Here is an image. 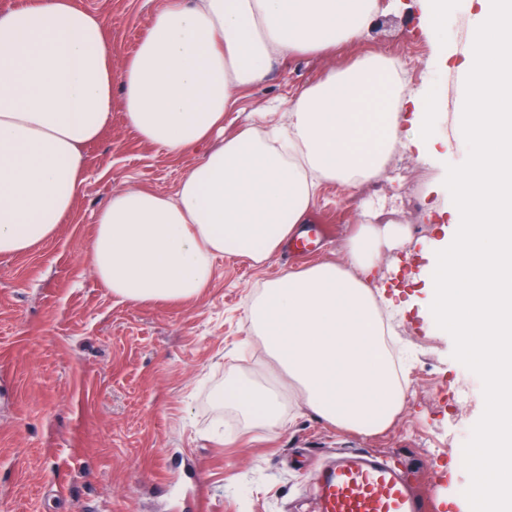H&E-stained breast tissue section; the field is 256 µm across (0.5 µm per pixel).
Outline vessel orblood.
Here are the masks:
<instances>
[{
	"mask_svg": "<svg viewBox=\"0 0 512 512\" xmlns=\"http://www.w3.org/2000/svg\"><path fill=\"white\" fill-rule=\"evenodd\" d=\"M314 484L317 512H445L417 490L407 467L369 450L338 455Z\"/></svg>",
	"mask_w": 512,
	"mask_h": 512,
	"instance_id": "obj_1",
	"label": "vessel or blood"
}]
</instances>
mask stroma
I'll use <instances>...</instances> for the list:
<instances>
[{
	"mask_svg": "<svg viewBox=\"0 0 512 512\" xmlns=\"http://www.w3.org/2000/svg\"><path fill=\"white\" fill-rule=\"evenodd\" d=\"M74 2L104 19L117 69L164 0ZM366 53L398 59L409 87L430 86L451 104L462 94L454 62L438 61L422 28L418 0H392L384 24L336 56L286 60L240 91L227 132L270 105L287 108L327 70ZM86 155V189L56 235L28 253L0 254V512H187L178 492L190 470L211 512H315L314 476L340 448L407 461L420 489L466 512L459 452L480 418L483 383L454 358L452 336L422 307L423 272L449 197L431 144L399 148L380 179L378 196L392 208L408 193L393 169L422 178L425 211L380 258L386 293L402 304L396 339L408 365L403 407L376 436L343 430L296 402L273 427L251 428L215 396L233 377L277 376L251 328L250 304L286 271L343 264L344 245L363 221V192L322 185L311 221L327 232L316 256L287 248L263 265L224 256L199 298L134 304L113 298L86 261L94 213L130 184L174 194L198 155L171 158L142 144L117 108Z\"/></svg>",
	"mask_w": 512,
	"mask_h": 512,
	"instance_id": "1",
	"label": "stroma"
}]
</instances>
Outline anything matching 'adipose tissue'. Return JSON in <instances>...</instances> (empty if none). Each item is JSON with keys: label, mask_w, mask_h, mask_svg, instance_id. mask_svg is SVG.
Masks as SVG:
<instances>
[{"label": "adipose tissue", "mask_w": 512, "mask_h": 512, "mask_svg": "<svg viewBox=\"0 0 512 512\" xmlns=\"http://www.w3.org/2000/svg\"><path fill=\"white\" fill-rule=\"evenodd\" d=\"M384 12L381 0H166L118 71L103 18L72 0L0 13V254L55 236L86 187L84 151L117 104L141 142L200 157L174 195L128 185L97 208L88 259L113 297L188 301L218 257L265 263L307 223L323 184L376 180L397 146L433 136L442 106L379 54L328 70L289 100L287 121L261 112L228 135L234 95L288 57L361 39ZM401 235L360 225L346 265L266 282L249 317L286 382L230 381L225 407L270 427L297 399L343 430L386 429L403 392L382 340L377 269Z\"/></svg>", "instance_id": "ef3b65f1"}]
</instances>
